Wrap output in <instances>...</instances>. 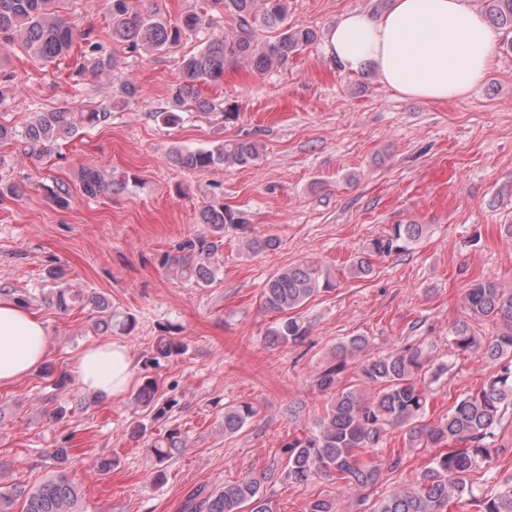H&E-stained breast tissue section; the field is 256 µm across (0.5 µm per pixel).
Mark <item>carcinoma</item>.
I'll use <instances>...</instances> for the list:
<instances>
[{"label":"carcinoma","instance_id":"obj_1","mask_svg":"<svg viewBox=\"0 0 512 512\" xmlns=\"http://www.w3.org/2000/svg\"><path fill=\"white\" fill-rule=\"evenodd\" d=\"M59 0H0V50L19 46L31 58L51 64L79 45L84 62L76 75L105 76L114 67L109 45H119L137 52H167L193 38L201 40L200 48L182 57L179 77L169 89L172 108L155 113L167 125L181 119L180 108L190 105L201 113H209L216 105L199 93V86L224 78L227 64L243 66L255 74L284 69L295 56L316 38L305 27L288 25V0H204L200 10H189L171 20L159 12L144 9L142 0H105L107 25L104 36L93 28L80 29L64 18L57 9ZM482 13L499 29L512 30V0H481ZM139 87L123 82L112 97L111 105L92 109L58 108L49 112H33L18 127L0 113V143L15 141L24 152L39 160L51 152L58 142L69 141L88 128L108 121L112 110L126 108L140 97ZM169 159L178 166L206 171L224 165H253L260 159L257 143L247 140L225 141L206 149H174ZM80 188L89 198L110 191L112 183L94 166L82 168ZM199 223L209 233L185 241L183 255L175 262L181 273L197 286L208 285L214 277V259L223 246L224 229L241 226V219L224 204H207L199 212ZM421 224H396L387 235L372 240L368 251L391 255L406 251L423 235ZM321 271L313 265L301 264L273 273L261 291V304L278 316L265 340L271 346L299 344L309 336V327L299 316V309L329 280H321ZM78 298L69 289L56 286L44 299L61 309ZM87 303L100 313L104 331L132 332V315L112 309L102 295L87 297ZM467 317L456 322L448 333V345L461 354L478 353L489 363L499 366L474 392L456 400L445 417L436 424L421 425L428 393L419 386L426 375L437 381L447 365L430 364L427 352L414 343H406L390 352L362 361L360 379L378 387L369 399L359 387L338 388V375L347 359L365 350L369 341L352 336L336 346L337 363L325 369L317 379V387L329 397L325 413L303 434L286 444L288 463L282 476L293 484H306L316 475H330L343 483V488L362 492L376 484L383 459L378 455L367 459L359 455L366 448L384 447L386 435L397 428L405 429L409 443L438 451L415 480L410 490H393L374 504L371 512H448L450 503L467 496L477 512H512V477L476 495L469 483L471 473L489 466L494 449L492 429L512 409V289H505L492 279L469 288L464 298ZM492 319L500 323L499 332L484 340L473 323ZM182 340L169 337L160 342L157 352L164 358L183 353ZM158 385L151 379L143 384L136 400L163 416L173 407L168 402L157 405ZM257 415L248 402L224 406V434L238 433ZM185 433L170 428L149 448L154 461L153 479H164V465L173 454L186 447ZM69 448H49L45 459L56 466L44 482L37 486L15 485L0 489V512H81L79 492L68 477L66 465ZM189 512H273L262 489V480L244 476L215 488L194 504Z\"/></svg>","mask_w":512,"mask_h":512}]
</instances>
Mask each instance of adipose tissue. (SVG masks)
<instances>
[{"mask_svg":"<svg viewBox=\"0 0 512 512\" xmlns=\"http://www.w3.org/2000/svg\"><path fill=\"white\" fill-rule=\"evenodd\" d=\"M497 38L469 0H391L379 16L344 12L324 51L344 72L372 68L399 95L462 101L492 68ZM47 352L44 323L22 303L0 298V385L29 375ZM75 372L85 389L109 398L127 390L132 358L124 345L97 342L81 352Z\"/></svg>","mask_w":512,"mask_h":512,"instance_id":"ef3b65f1","label":"adipose tissue"}]
</instances>
